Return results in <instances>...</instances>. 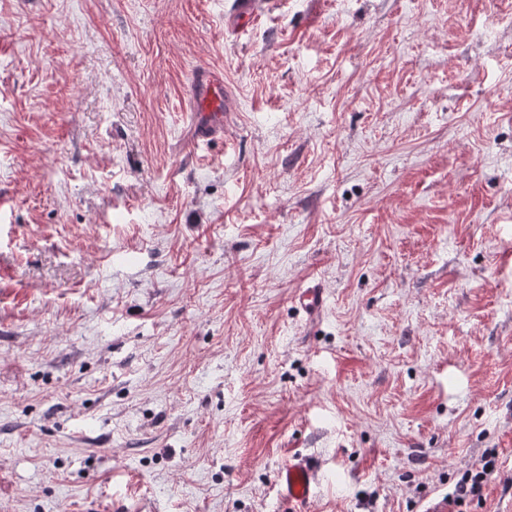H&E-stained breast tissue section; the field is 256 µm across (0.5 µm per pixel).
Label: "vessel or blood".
<instances>
[{
    "instance_id": "1",
    "label": "vessel or blood",
    "mask_w": 512,
    "mask_h": 512,
    "mask_svg": "<svg viewBox=\"0 0 512 512\" xmlns=\"http://www.w3.org/2000/svg\"><path fill=\"white\" fill-rule=\"evenodd\" d=\"M269 0H232V14L238 24L256 20L261 7ZM188 103L195 143L223 137L229 118L239 110V101L224 81L222 71L202 66L191 73ZM294 304L307 320L317 319L325 307L323 288L309 286L299 289ZM324 464L311 455H291L276 473L277 494L289 512H310L315 487Z\"/></svg>"
}]
</instances>
